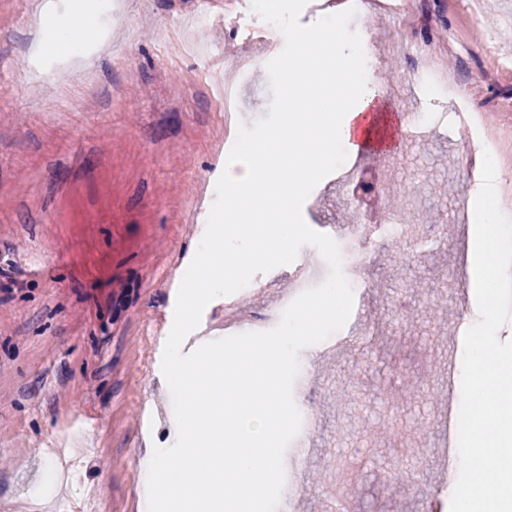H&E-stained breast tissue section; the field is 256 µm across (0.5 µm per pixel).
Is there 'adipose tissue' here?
<instances>
[{"mask_svg": "<svg viewBox=\"0 0 512 512\" xmlns=\"http://www.w3.org/2000/svg\"><path fill=\"white\" fill-rule=\"evenodd\" d=\"M284 43V110L263 138L244 139L224 170V231L206 237L205 257L184 285L185 315L238 272L287 265L301 233L293 214L309 183L335 163L336 146L353 152L358 139L381 131L383 91L367 34L290 29Z\"/></svg>", "mask_w": 512, "mask_h": 512, "instance_id": "1", "label": "adipose tissue"}]
</instances>
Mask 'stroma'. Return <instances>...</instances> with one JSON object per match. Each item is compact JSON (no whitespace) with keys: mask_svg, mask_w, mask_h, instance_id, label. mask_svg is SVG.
Instances as JSON below:
<instances>
[{"mask_svg":"<svg viewBox=\"0 0 512 512\" xmlns=\"http://www.w3.org/2000/svg\"><path fill=\"white\" fill-rule=\"evenodd\" d=\"M322 0H285L275 32L319 31ZM57 15L82 9L94 38L78 61L52 50ZM224 3L210 0H0V512H25L31 494L53 512V471L72 466L68 493L96 486L95 512H147L141 461L171 446V420L154 402L161 387L162 339L173 325L186 268L195 253L201 191L213 197L206 222L224 207L217 174L238 139L258 137L283 107L282 71L254 67L235 79L233 112L224 110ZM436 44L451 43L454 70L481 85L485 116L512 96V0H491L473 22L462 0H421ZM350 32L370 29L384 86L388 133L402 113H437L421 139L396 155L413 239L369 249L344 264L361 314L342 335L306 347L293 397L313 418L316 446L292 461L294 492L277 512H327L326 486L344 491L348 512H449L434 417L448 402V352L458 349L466 311L450 292L458 266L454 222L465 179L452 108L429 98L396 97L413 80L409 47L420 30L373 11L344 14ZM495 47L486 50L487 36ZM352 189L323 179L302 214L315 231L348 243L360 210ZM290 270L256 274L250 310L276 315L281 294L297 297ZM340 334V335H341ZM361 454L352 471L342 462Z\"/></svg>","mask_w":512,"mask_h":512,"instance_id":"35a3bbf8","label":"stroma"}]
</instances>
